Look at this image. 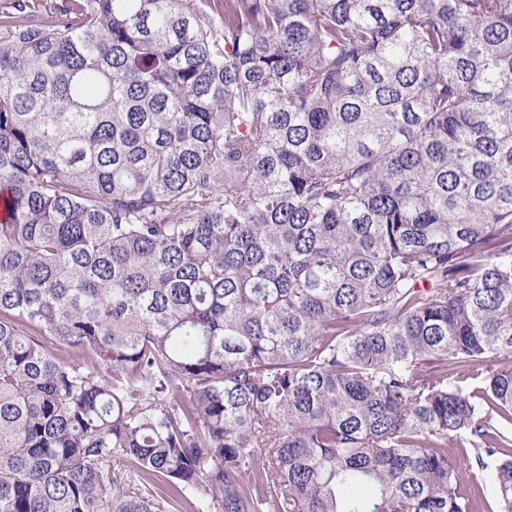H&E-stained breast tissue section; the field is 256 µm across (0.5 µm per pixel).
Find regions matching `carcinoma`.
<instances>
[{
	"label": "carcinoma",
	"mask_w": 512,
	"mask_h": 512,
	"mask_svg": "<svg viewBox=\"0 0 512 512\" xmlns=\"http://www.w3.org/2000/svg\"><path fill=\"white\" fill-rule=\"evenodd\" d=\"M2 188L0 512H512V0H3Z\"/></svg>",
	"instance_id": "cac0c4a2"
}]
</instances>
